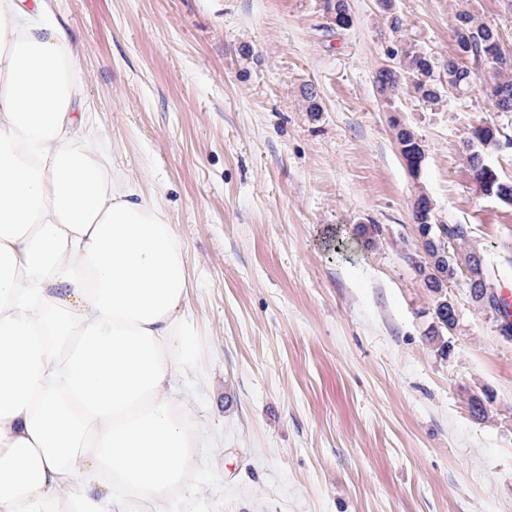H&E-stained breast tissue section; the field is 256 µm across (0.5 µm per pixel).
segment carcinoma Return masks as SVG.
<instances>
[{"instance_id": "carcinoma-1", "label": "carcinoma", "mask_w": 512, "mask_h": 512, "mask_svg": "<svg viewBox=\"0 0 512 512\" xmlns=\"http://www.w3.org/2000/svg\"><path fill=\"white\" fill-rule=\"evenodd\" d=\"M325 10L333 17L338 28L348 27L351 19L347 0H324ZM453 38L457 53L448 57V78L454 81L461 93L471 90L475 79V67L484 62L493 65L492 83L495 89L512 91V52L503 45L501 35L492 24L482 21L477 15L459 10L455 14ZM398 58L397 65L378 69L376 81L380 92L391 99L404 84L410 85L415 94L426 103L436 105L441 101L438 91V77L435 74L434 60L412 44H403L392 52ZM473 62L469 67L462 59ZM397 142L403 145L401 153L407 160V167L415 177L419 176L425 158L424 146L416 132L409 126L392 119ZM501 130L493 124H482L472 128L470 136L463 142L462 154L469 174L479 190L488 196L497 198L504 204H512V181L499 177L488 166V158L497 151V139ZM412 219L416 224L430 225L429 235L432 260L415 262V271L433 293V303L448 301V285L456 278L458 262L480 260L483 254L470 243V231L465 224H438L430 199L421 194L413 205ZM382 229L377 224H363L358 227V235L363 245L373 247ZM471 292L475 300L482 301L479 310L504 316L501 305L494 292L491 277L484 270L473 283ZM448 314L435 313V325L429 332V340L440 353L448 351V329L440 324L438 318Z\"/></svg>"}]
</instances>
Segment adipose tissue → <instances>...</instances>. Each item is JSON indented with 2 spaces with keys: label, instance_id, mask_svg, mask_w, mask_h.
Returning a JSON list of instances; mask_svg holds the SVG:
<instances>
[{
  "label": "adipose tissue",
  "instance_id": "adipose-tissue-1",
  "mask_svg": "<svg viewBox=\"0 0 512 512\" xmlns=\"http://www.w3.org/2000/svg\"><path fill=\"white\" fill-rule=\"evenodd\" d=\"M0 0V512H174L203 446L184 247L84 143L69 38Z\"/></svg>",
  "mask_w": 512,
  "mask_h": 512
}]
</instances>
